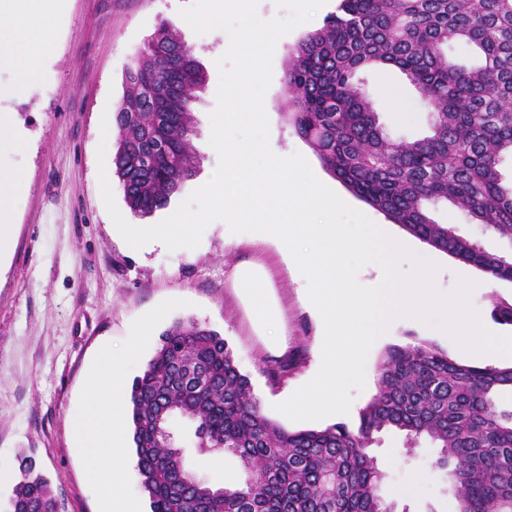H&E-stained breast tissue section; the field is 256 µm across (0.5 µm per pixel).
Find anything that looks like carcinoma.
I'll use <instances>...</instances> for the list:
<instances>
[{"instance_id":"1","label":"carcinoma","mask_w":512,"mask_h":512,"mask_svg":"<svg viewBox=\"0 0 512 512\" xmlns=\"http://www.w3.org/2000/svg\"><path fill=\"white\" fill-rule=\"evenodd\" d=\"M463 44L472 65L453 62ZM393 66L433 111L430 133L387 138L360 69ZM206 81L193 50L166 25L125 66L113 112V174L131 212L165 208L192 175V91ZM287 118L331 174L412 236L492 278L512 283V259L434 219L449 202L512 241V0H340L324 26L291 49ZM377 392L351 428L288 430L267 418L221 334L176 322L130 387L137 467L151 512H384L383 475L368 452L386 429L408 447L422 437L451 467L464 512H512V366L460 363L437 346L392 345ZM174 416L196 422L202 451H228L246 478L194 479L166 434ZM11 512H57L34 461L23 458Z\"/></svg>"}]
</instances>
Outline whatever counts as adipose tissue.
<instances>
[{
	"mask_svg": "<svg viewBox=\"0 0 512 512\" xmlns=\"http://www.w3.org/2000/svg\"><path fill=\"white\" fill-rule=\"evenodd\" d=\"M59 7L60 0H0V35L7 37L6 42H0V52L22 60L13 88L15 96L24 95L28 83L39 75L44 56L52 49V22ZM23 149L22 139L11 130L7 118L0 115V250L10 242L13 201L21 182L19 172L5 166L4 161ZM231 280L258 330H265L275 322L269 279L262 265L252 260L238 262L231 270ZM151 333V325H143L132 336L122 356L103 357L93 380L90 405L71 421L73 443L79 448L90 475L113 489L111 497L104 500L105 512H140L138 505L119 491L124 469L121 437L126 415L121 410L107 409L106 404L111 394L122 390L129 361L138 356L143 341Z\"/></svg>",
	"mask_w": 512,
	"mask_h": 512,
	"instance_id": "adipose-tissue-1",
	"label": "adipose tissue"
}]
</instances>
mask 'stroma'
<instances>
[{"mask_svg": "<svg viewBox=\"0 0 512 512\" xmlns=\"http://www.w3.org/2000/svg\"><path fill=\"white\" fill-rule=\"evenodd\" d=\"M193 0H67L55 48L42 75L24 98L7 96L16 80L14 64L0 65V112L11 113L28 148L12 160L24 175L15 200L11 247L0 258V459L17 464L35 459L60 502V512H101L104 487L90 479L74 448L71 418L88 407V382L102 354L122 355L129 337L146 322L153 334L128 368L137 376L155 353L158 336L178 321L194 320L219 331L229 342L239 369L252 383L264 415L289 429L301 422L278 411L282 400L309 382L316 366L317 326L305 308L304 283L271 246L249 243L223 220L212 221L197 247L168 249L151 242L131 248L117 231L103 203L97 148L117 143L116 126L101 130L103 112H114L122 95L124 66L161 23L181 36L203 66L204 89L191 102L196 136L191 148L195 172L167 208L140 217L129 211L119 182L115 202L131 224L154 225L169 216L193 191L204 186L219 162L211 151L210 115L219 84L217 61L227 51L226 32L203 35L184 27L180 7ZM339 0H327L313 18L280 37L272 58L271 82L264 96L269 144L278 154H301L314 175L346 203L377 224V211L327 171L285 115L288 51L308 31L336 13ZM376 109L388 137L412 141L430 131L431 112L420 93L398 69L361 70L354 77ZM434 217L489 250L512 252V241L471 221L448 203ZM263 261L282 320L288 371L270 377L278 360L266 337L256 333L251 313L236 296L229 270L240 260ZM161 321H154L156 312ZM171 430L184 465L199 481L220 486L244 479L231 454L200 450L194 424L174 419ZM383 474L381 495L405 512H451L453 487L438 463L439 450L427 439L407 448L404 436L383 432L371 450Z\"/></svg>", "mask_w": 512, "mask_h": 512, "instance_id": "35a3bbf8", "label": "stroma"}]
</instances>
